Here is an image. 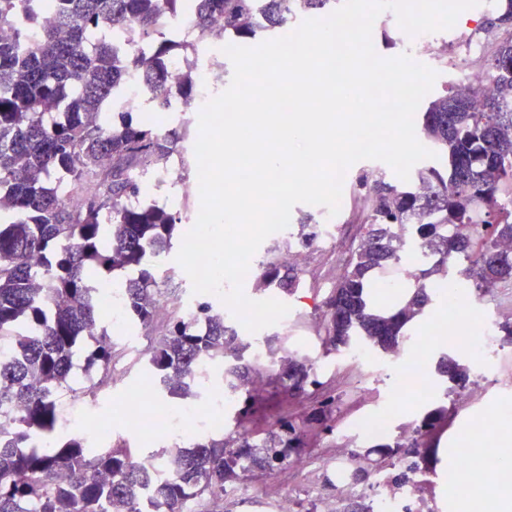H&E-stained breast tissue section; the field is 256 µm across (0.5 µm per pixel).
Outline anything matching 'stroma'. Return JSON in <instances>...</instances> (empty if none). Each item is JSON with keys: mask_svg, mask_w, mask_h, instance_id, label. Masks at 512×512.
Returning <instances> with one entry per match:
<instances>
[{"mask_svg": "<svg viewBox=\"0 0 512 512\" xmlns=\"http://www.w3.org/2000/svg\"><path fill=\"white\" fill-rule=\"evenodd\" d=\"M308 214L320 221L329 220L331 238L307 250L302 287L287 295L259 290L257 280L252 279L244 281L242 289L248 299L273 298L289 306V324H273L257 331L256 336L262 341L287 338L295 355L314 362L335 398L333 428L328 431L318 424H308L304 446L300 453L291 455L289 464L237 481L236 491L225 493L212 503V512H277L278 497L284 491L293 500L294 512H319L325 504L331 512H356L364 505V494L376 473L392 469L395 458L390 442L427 417L437 421L439 427L429 437L428 448L416 458L420 471L411 488L433 512H458V498L448 491V477L455 469L453 450L478 458L483 444L490 442L501 448L512 440V429L484 428L489 408L512 409V345L498 346L494 354L486 356L467 337L451 340L447 335L432 333V325L447 320L449 312L442 297L437 296L417 326L414 339L399 355L368 350L355 360L347 352L325 353L318 337L323 312L317 304L334 288L344 269L349 246L357 235L361 206L348 198L333 215L326 207L299 203L291 211V224H299ZM443 285L460 289L471 318L469 334L476 333L482 324L495 329L503 322H512V286L502 285L481 294L453 270ZM168 322L169 317L164 314L147 327L130 321L109 325L108 331L121 349L113 363L115 379L90 399L80 393L86 384L81 368H74L70 389L59 396L60 406L72 412L71 431H80L85 419L108 411L112 414L113 438L125 440L141 457L195 439V431L187 428L175 440H145L126 427L125 413L118 407L120 400L150 378L143 365L131 362L137 345L161 335ZM443 355L468 367L470 385L475 390L472 402H464L458 394L446 393L440 387L435 366ZM394 400L399 408L392 410L393 423L386 435L373 437L355 431L356 423L390 410Z\"/></svg>", "mask_w": 512, "mask_h": 512, "instance_id": "obj_1", "label": "stroma"}]
</instances>
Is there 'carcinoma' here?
Instances as JSON below:
<instances>
[{"instance_id": "1", "label": "carcinoma", "mask_w": 512, "mask_h": 512, "mask_svg": "<svg viewBox=\"0 0 512 512\" xmlns=\"http://www.w3.org/2000/svg\"><path fill=\"white\" fill-rule=\"evenodd\" d=\"M341 0H0V342L16 345V356L0 358V411L13 412L7 434L0 433V512H144L150 502L162 512H191L224 494V484L288 461L303 447V428L293 419L275 428L247 427L253 402L263 393L304 396L320 387L314 362L288 350L267 369L254 362L251 341L208 302L186 316L173 317L166 332L150 339L143 353L159 392L173 399L199 396L196 373L203 362L228 360L224 389L236 392L255 374L261 392L245 391L236 430L210 435L188 446L161 452L166 479L155 478V456L139 457L125 444L90 452L79 436L58 429V395L70 387L74 356L84 339L93 341L85 367L112 382L114 342L101 325L100 274L136 272L122 282L127 317L153 322L158 280L146 264L151 250L172 248L181 219L146 207L140 197L149 176L163 167L178 132L133 122L128 113L117 125L103 122L122 107L124 83L142 77L149 104L166 112L171 84L185 107L195 103L192 62L172 73L174 56L188 58L195 47L175 39L163 20L185 17L201 31L209 20H224V42L252 47L286 34L288 19L319 12L330 15ZM53 9L44 23L42 7ZM494 18L486 35L512 28V0H492ZM264 16L258 26L254 18ZM132 29L147 51H130L117 65L112 32ZM495 92L477 104L466 81L431 100L422 131L439 161L417 168L396 184L382 169L361 171L350 190L363 204L360 240L335 287L323 300L326 320L320 337L327 353L369 347L395 354L408 337L403 328L432 301L435 276L449 264L467 262L462 274L477 288L512 282V37L502 41L485 71ZM423 180L421 193L412 183ZM93 184V194L77 205L59 188ZM317 222L303 218L289 233L288 246L308 247ZM411 295L393 310H381L375 274L418 257ZM259 286L294 293L302 271L277 257L258 262ZM439 377L459 388L467 368L442 356ZM434 423L416 428L410 449L429 437ZM46 438L49 448H33Z\"/></svg>"}]
</instances>
